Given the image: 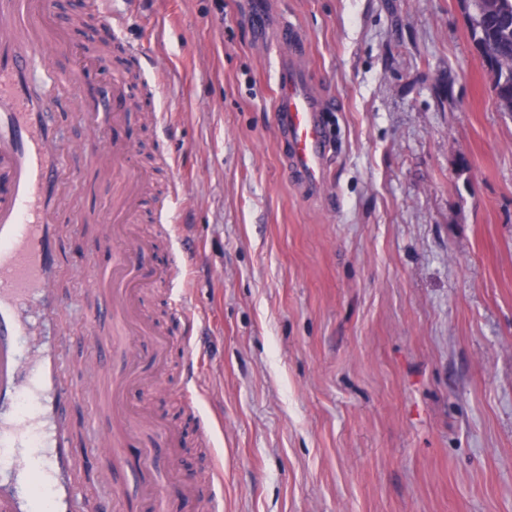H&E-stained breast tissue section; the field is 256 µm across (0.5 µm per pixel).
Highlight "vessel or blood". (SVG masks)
<instances>
[{
  "mask_svg": "<svg viewBox=\"0 0 512 512\" xmlns=\"http://www.w3.org/2000/svg\"><path fill=\"white\" fill-rule=\"evenodd\" d=\"M53 0H0V452L13 453L17 464L0 472V512H42V502L23 492L31 475L42 474L52 489L54 512H73L77 481L76 454L66 430L64 411L69 392L53 341L41 338L32 358H24L21 337L32 327L23 307L38 302L43 319L60 307L52 285L65 265L56 221L63 185L64 157L56 147V131L44 117L47 99L74 105L84 84L76 71L59 81L50 69L52 54L67 50L66 41L47 27ZM279 41L290 50L281 64L274 112L284 153L283 172L304 192L325 183L330 131L326 99L313 87L304 52L293 24L282 25ZM119 85L96 90L95 119L82 150L90 161L124 169L130 150L120 137H109L113 111L126 108ZM146 248L132 244L111 265L91 266L89 281L112 285V302L93 311L90 321L111 319L125 334L124 316L114 307L131 299L139 282L137 270ZM30 397L33 413L20 410Z\"/></svg>",
  "mask_w": 512,
  "mask_h": 512,
  "instance_id": "1",
  "label": "vessel or blood"
}]
</instances>
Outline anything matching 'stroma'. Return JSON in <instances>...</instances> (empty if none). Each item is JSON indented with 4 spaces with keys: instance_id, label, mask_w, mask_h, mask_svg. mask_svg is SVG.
Segmentation results:
<instances>
[{
    "instance_id": "35a3bbf8",
    "label": "stroma",
    "mask_w": 512,
    "mask_h": 512,
    "mask_svg": "<svg viewBox=\"0 0 512 512\" xmlns=\"http://www.w3.org/2000/svg\"><path fill=\"white\" fill-rule=\"evenodd\" d=\"M143 48L91 81L123 83L143 109L120 135L143 178L130 239L149 246L141 314L164 339L138 345L133 450L177 438L146 478L200 475L222 512H512V113L500 111L461 0H108ZM88 0H54L67 52ZM294 23L334 147L317 195L283 173L273 101ZM84 191L63 210L69 268L55 337L72 387L80 496L153 512L114 471L89 392L112 326L82 333L100 305L80 270L95 253L112 185L81 150L70 110L48 114ZM196 321L185 331L172 292ZM194 372L198 396L182 390ZM224 484L213 487V463Z\"/></svg>"
}]
</instances>
